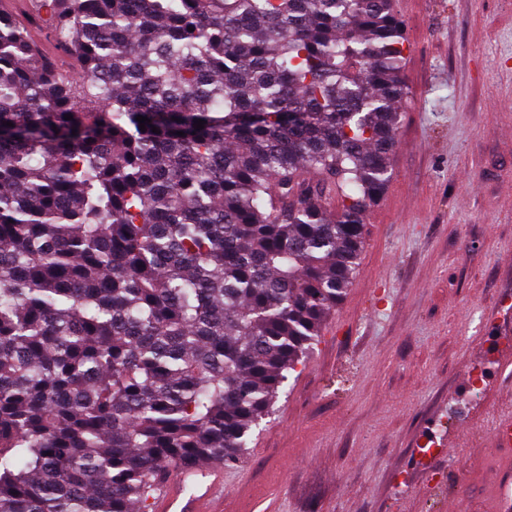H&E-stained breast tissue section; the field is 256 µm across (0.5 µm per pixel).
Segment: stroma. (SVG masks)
<instances>
[{
    "mask_svg": "<svg viewBox=\"0 0 512 512\" xmlns=\"http://www.w3.org/2000/svg\"><path fill=\"white\" fill-rule=\"evenodd\" d=\"M394 11L411 94L393 179L358 275L225 467L221 512H478L512 392V0Z\"/></svg>",
    "mask_w": 512,
    "mask_h": 512,
    "instance_id": "1",
    "label": "stroma"
}]
</instances>
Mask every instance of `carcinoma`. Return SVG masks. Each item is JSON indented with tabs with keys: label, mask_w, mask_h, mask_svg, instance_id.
Here are the masks:
<instances>
[{
	"label": "carcinoma",
	"mask_w": 512,
	"mask_h": 512,
	"mask_svg": "<svg viewBox=\"0 0 512 512\" xmlns=\"http://www.w3.org/2000/svg\"><path fill=\"white\" fill-rule=\"evenodd\" d=\"M29 4L0 10V512H149L170 471L239 461L355 278L402 23L392 0ZM44 13L69 70L34 53Z\"/></svg>",
	"instance_id": "obj_1"
}]
</instances>
